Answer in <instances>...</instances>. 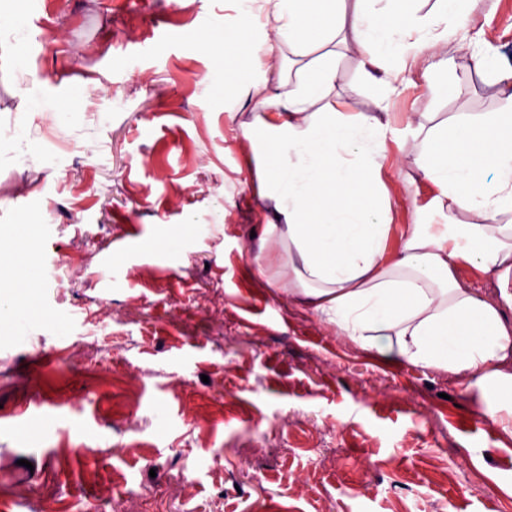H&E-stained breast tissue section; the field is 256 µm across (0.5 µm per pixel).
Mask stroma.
<instances>
[{"label": "stroma", "mask_w": 512, "mask_h": 512, "mask_svg": "<svg viewBox=\"0 0 512 512\" xmlns=\"http://www.w3.org/2000/svg\"><path fill=\"white\" fill-rule=\"evenodd\" d=\"M28 27L20 74L0 64V118L28 120L44 162L0 165V261L51 257L41 316L0 325V496L16 482L36 502L17 512H111L129 493L157 512L170 477L189 472L179 512H512V438L474 413L446 372L387 365L286 291L280 263L256 272V236L273 204L257 196L253 119L214 86L203 41L224 29V0H0ZM50 39L41 42V31ZM485 40L512 61V0H485L442 54L470 74L466 94L435 95L424 65L388 104L339 53L334 92L348 111L488 112L497 88L474 63ZM81 89L109 119L90 138L51 104L24 116L22 88ZM415 142L395 134L385 173L394 221H411L430 186ZM68 280L59 289L58 277ZM123 344L102 373L82 344Z\"/></svg>", "instance_id": "1"}]
</instances>
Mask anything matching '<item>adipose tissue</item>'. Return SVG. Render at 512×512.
Wrapping results in <instances>:
<instances>
[{
  "mask_svg": "<svg viewBox=\"0 0 512 512\" xmlns=\"http://www.w3.org/2000/svg\"><path fill=\"white\" fill-rule=\"evenodd\" d=\"M232 3L224 20L239 39L224 51L247 57L250 75L226 72L224 89L255 102L240 132L264 151L258 193L276 215L260 250L287 266L304 311L384 362L448 372L478 392L477 416L512 437V67L480 52L478 67L500 86L493 111L457 112L439 124L425 113L347 112L333 94L336 38L360 50L361 71L388 91L424 55L447 70L433 52L466 32L481 0H436L428 14L414 0H358L348 24L336 0ZM266 14L271 38L259 34ZM308 43L320 54L308 57ZM401 129L417 139L414 164L432 188L408 224L394 223L384 180L386 140ZM0 161L39 164L25 126H0ZM461 212L471 221H459ZM463 265L492 278L493 297L458 279Z\"/></svg>",
  "mask_w": 512,
  "mask_h": 512,
  "instance_id": "adipose-tissue-1",
  "label": "adipose tissue"
}]
</instances>
